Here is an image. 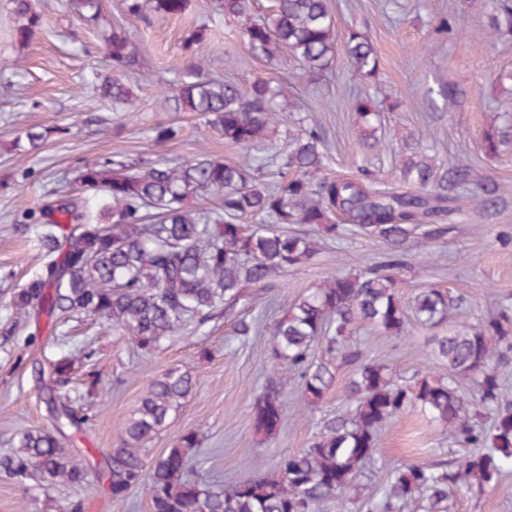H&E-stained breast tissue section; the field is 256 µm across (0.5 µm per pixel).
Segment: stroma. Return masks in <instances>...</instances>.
I'll return each instance as SVG.
<instances>
[{"instance_id":"stroma-1","label":"stroma","mask_w":512,"mask_h":512,"mask_svg":"<svg viewBox=\"0 0 512 512\" xmlns=\"http://www.w3.org/2000/svg\"><path fill=\"white\" fill-rule=\"evenodd\" d=\"M63 2L33 0L40 27L32 39L21 41L14 34L11 0H0V455L13 450L22 432L52 425L32 373L39 346L31 341L30 326L5 305L38 266L37 247L28 234L17 231L16 218L39 211L46 190L72 181L87 162L115 154L178 162L204 152L253 163L283 153L289 132L297 128L295 114L283 112L266 145L245 152L205 129L196 113L164 110L163 96L191 61L182 38L196 25L209 27L196 54L210 60L212 73L241 88L259 76L279 81L286 71L284 61L249 56L239 38V22L225 19L219 0H190L184 14L132 22L149 73L148 79L131 82L138 104L133 112L113 111L110 101L86 87L93 75L109 72L102 36L123 0H102V17L95 24L81 20ZM329 7L338 26L369 35L378 57L377 85L398 108L381 114V148L365 147L351 100L367 85L345 53H337L327 78L302 92L304 105L324 127L328 171L356 179L368 173L383 187H401V145L411 137L432 147L437 162L464 160L476 177L505 190L497 207L464 204L444 236L428 241L413 234L405 244L411 264L399 275L405 309H413L422 289L443 288L466 298L451 322H476L500 302L512 301V148L490 155L482 142L496 114L512 116V96L495 86L500 71L512 70V34L490 35L488 0H330ZM159 123L178 127L177 137L154 142L151 129ZM53 125L64 128V135H52L38 153H19L16 140L26 129ZM386 250L380 239L346 233L311 264L273 278L261 289L255 312L272 325L306 289L339 269L361 271ZM234 320V315H220L146 356L128 336L93 320L69 323L71 349L89 346L98 356L97 386L87 402L94 419L83 430L68 431L65 446L89 453L91 463L102 462L120 444L124 423L149 383L172 367L191 373L194 395L148 443L145 456L155 458L184 431H197L202 443L190 469L221 483L269 472L281 456L306 447L325 420L351 407L346 392L350 368H339L322 401L304 407L300 379L275 361L268 336L239 341L231 334ZM431 336L413 323L398 338L363 329L355 339L367 360L393 367L398 379L410 384L422 375L448 374L434 354ZM283 375L288 378L283 395L288 419L276 437L265 441L249 423L251 403L269 380ZM376 446L349 499L340 506L324 503L318 512H367L369 498L378 496L394 464L445 462L463 453L415 409L387 425ZM78 499L85 512H150L146 491L111 499L106 482L94 472L83 486L46 491L0 476V512H46L49 501L57 512H65ZM451 510L512 512V471L494 489L456 492Z\"/></svg>"}]
</instances>
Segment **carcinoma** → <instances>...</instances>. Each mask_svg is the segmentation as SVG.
Instances as JSON below:
<instances>
[{
    "instance_id": "carcinoma-1",
    "label": "carcinoma",
    "mask_w": 512,
    "mask_h": 512,
    "mask_svg": "<svg viewBox=\"0 0 512 512\" xmlns=\"http://www.w3.org/2000/svg\"><path fill=\"white\" fill-rule=\"evenodd\" d=\"M255 0H222L224 17L242 18L239 35L252 56L273 61L288 55L299 73L315 82L328 70L337 47L365 79L375 78L378 59L369 36L356 28L340 30L327 0H272L269 12L255 17ZM188 0H126L122 16L112 21L106 56L112 75L92 79L94 89L112 101L116 112L134 111L128 80L140 75L139 52L129 38L132 19L175 16ZM493 26L512 32V0H491ZM19 37L31 38L40 26L31 0H14ZM207 39L195 26L183 39L193 52ZM170 98L176 112H195L204 125L243 150L261 144L284 111L281 89L257 78L245 91L234 82L212 77L202 58L192 61ZM364 124L367 147L375 137L380 105L370 93L352 98ZM65 129L31 128L23 151H35L50 133ZM484 148L496 153L512 144V120L492 123L483 134ZM326 139L312 117L288 136L267 181L260 168L236 161L196 156L180 163L132 160L114 155L80 168L76 183L49 191L51 201L22 231L33 234L42 270L13 293L10 307L26 320L45 321L43 361L35 369L53 428L25 432L16 451L0 457V475L46 489L57 483L82 485L88 468L62 446L64 430L91 420L83 409L86 386L78 376L82 357L63 348L59 328L92 316L128 333L145 353L193 325L203 327L218 312L252 307L250 286H267L272 278L311 263L320 242L352 229L380 238L388 250L363 271L333 275L300 294L270 330L273 356L299 372L306 404L321 401L332 387L335 368L352 369L348 384L354 409L325 422L305 448L279 458L274 472L224 487L188 476L191 453L200 446L194 430L151 462L145 446L168 425L193 393L190 373L171 368L154 379L140 405L125 423L124 438L100 470L112 498L123 500L143 487L151 512H317L331 500L344 501L357 473L376 452L381 430L407 410L418 408L448 432V440L478 451L443 463H400L388 474L369 512H398L400 504L421 502L422 512H450L449 501L462 485L480 492L495 486L512 469V398L500 369L512 359V305H503L475 324L452 326L448 313L465 302L448 290L428 288L415 300L416 320L428 329L448 326L433 338L434 353L448 376L424 375L411 385L394 378L392 369L364 359L354 342L363 325L387 338L402 335L409 323L400 301L397 274L408 267L403 244L420 232L427 239L447 233V221L468 198L472 171L452 163L444 174L422 149L415 148L401 171L405 190L379 186L368 179L332 176L325 171ZM216 197L218 203H199ZM296 224L312 231L288 233L273 225ZM233 333L245 341L257 334L248 315L239 316ZM320 340L336 356V366L314 363L310 351ZM473 383L480 405L459 389ZM285 381H270L252 404L254 431L270 439L283 427ZM494 411L488 429L482 410Z\"/></svg>"
}]
</instances>
